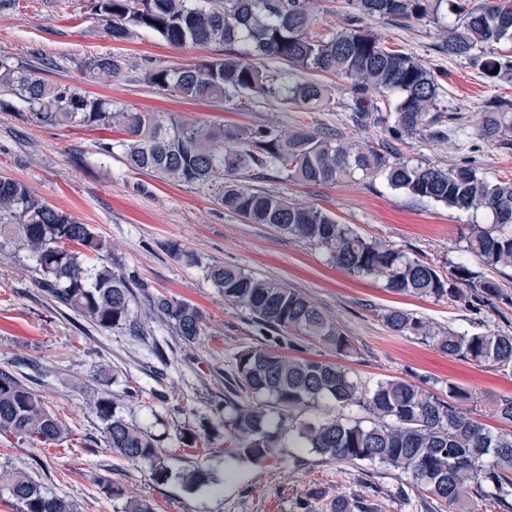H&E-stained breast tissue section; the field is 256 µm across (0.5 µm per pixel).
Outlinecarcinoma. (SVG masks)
<instances>
[{
  "instance_id": "carcinoma-1",
  "label": "carcinoma",
  "mask_w": 512,
  "mask_h": 512,
  "mask_svg": "<svg viewBox=\"0 0 512 512\" xmlns=\"http://www.w3.org/2000/svg\"><path fill=\"white\" fill-rule=\"evenodd\" d=\"M98 0L99 12L113 39H130L137 30L159 34L177 47L224 44V57L202 64L154 71L148 82L183 100H227L239 95L275 94L285 105L311 108L328 99V89L300 72L331 74L350 83L355 102L353 119L386 125L382 148L341 142L321 130L300 125L282 133L270 127L224 130L203 126L178 115L112 110L107 102L52 84L35 71L0 60V90L15 95L33 118L50 126L109 129L120 126L124 166L155 173L174 182L196 184L248 224H265L290 236L324 247L337 267L350 274L380 280L392 292L417 297H446L461 304L480 322L512 305V296L495 277L470 267L475 258L492 271L512 268V177L489 181L478 175L476 160L463 156L446 169L413 165L392 158V144L444 123L437 112L439 84L434 74L412 55L383 47L361 26L364 18L439 20L443 0H340L348 27L326 39L311 37L315 10L324 0ZM457 15L440 50L470 60L495 83L512 76V57L487 47L512 39V0H449ZM258 59L274 60L279 68ZM498 73H493L494 68ZM87 69L106 77L122 69L120 56L91 59ZM398 94L394 115L385 93ZM487 116L477 134L486 143L508 144L512 136V101L499 97L486 105ZM271 167L290 180L336 184L353 176H382L388 186L422 200L461 210H489L488 228L467 239V255L441 272L427 259L409 258L398 249L365 238L319 208L294 204L288 198L242 188L233 177L253 168ZM15 218L0 224V237L22 243L35 258L38 286L54 300L100 331L125 329L138 336L143 325L135 312L136 298L125 275L92 263L109 252L88 224L35 196L28 186L0 176V212ZM206 278L224 294V301L249 312L255 323L290 337L298 355L268 347H251L234 356L231 386L248 399L224 396V432L233 450L224 459L227 473L245 463L275 456L282 443L349 464L368 463L399 470L406 484L425 490L439 509L470 512L474 494L512 512V397L491 401V417L508 429H491L461 407L469 393L448 385V399L415 382L390 378L369 387L342 366L302 356L300 339L315 340L342 355L351 344L343 330L315 302L281 283L257 278L224 263L206 266ZM145 315L174 330L185 343L203 333L202 312L192 303L165 296L150 297ZM384 322L399 336H420L450 357L512 369V334L448 330L435 333L424 321L392 310ZM322 404L313 420L296 411ZM88 405L103 423L104 442L131 463L146 462L158 485L171 478L185 492L216 485L200 466L177 474L165 462L161 440L148 428L128 420L112 393L93 389ZM361 407L368 424L345 417ZM209 425L184 429L177 440L186 448L205 442ZM68 428L50 412L43 398L18 376L0 370V435L46 446L62 441ZM19 512H76L66 497L47 493L23 471L0 473ZM329 512H370L363 496L340 495Z\"/></svg>"
}]
</instances>
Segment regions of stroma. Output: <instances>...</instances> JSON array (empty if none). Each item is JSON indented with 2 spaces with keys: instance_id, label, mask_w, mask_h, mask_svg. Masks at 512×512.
I'll list each match as a JSON object with an SVG mask.
<instances>
[{
  "instance_id": "stroma-1",
  "label": "stroma",
  "mask_w": 512,
  "mask_h": 512,
  "mask_svg": "<svg viewBox=\"0 0 512 512\" xmlns=\"http://www.w3.org/2000/svg\"><path fill=\"white\" fill-rule=\"evenodd\" d=\"M441 14L439 24L370 19L366 26L385 47L415 56L434 73L438 108L449 118L445 135H417L398 151L411 164L445 168L475 140L485 102L497 96L512 100V80L487 82L478 66L442 53L441 27L456 17L446 8ZM105 53L120 56L121 72L107 81L91 78L88 62ZM223 55L220 46L179 48L144 30L125 41L113 40L91 0H17L0 6V57L37 70L50 82L109 100L113 109L164 112L224 128L289 130L305 123L363 146L385 140L384 125L354 121L348 84L332 75L320 78L331 89L329 102L311 111L284 105L275 95L190 102L147 81L152 71ZM121 138L110 130L36 123L20 100L0 91V175L25 183L35 195L90 225L130 279L138 305L164 295L200 308L204 334L188 345L153 321L145 324L154 333L150 339L125 330L98 331L38 287L27 249L0 239V369L32 374L31 388L69 430L64 442L53 447L0 436V471L27 472L47 492L71 499L77 512H122L130 497L152 500L156 512H301L299 505L312 487L322 492L315 512H326L336 496L366 494L369 485L374 492L367 494L368 501L379 512H432L425 491L412 488L407 499L397 496V471L340 463L307 448H280L276 457L249 467L242 478H224L230 443L215 405L228 392L234 354L264 339L247 310L225 302L204 266L233 264L287 284L317 303L343 329L352 349L340 357L311 340L307 356L339 362L369 385L402 377L426 381L428 391L437 393L453 383L470 392L469 407L485 412L491 399L512 396V370L448 357L416 337L393 334L383 322L388 310L402 309L433 331H467L472 327L469 312L445 298L397 294L382 282L338 269L323 247L245 223L197 185L130 172L116 146ZM106 142L114 145L108 156L100 153ZM236 181L320 208L360 235L413 258L426 256L444 271L464 255L470 229L493 222L487 211L421 201L390 188L380 176L358 173L335 185H308L257 168ZM171 241L197 255L198 263L173 259L166 249ZM102 385L126 418L164 436L163 453L173 472L201 464L222 476L221 488L192 495L175 479L158 485L147 465L112 454L101 422L82 395L85 387ZM131 390L137 399L128 398ZM205 421L212 425L206 447H179V431ZM105 476L122 487V498L102 492Z\"/></svg>"
}]
</instances>
